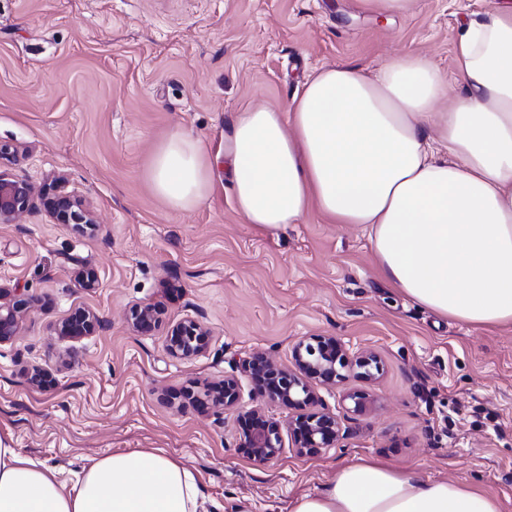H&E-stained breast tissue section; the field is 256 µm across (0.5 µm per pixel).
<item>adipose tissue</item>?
Wrapping results in <instances>:
<instances>
[{"mask_svg":"<svg viewBox=\"0 0 512 512\" xmlns=\"http://www.w3.org/2000/svg\"><path fill=\"white\" fill-rule=\"evenodd\" d=\"M461 91L406 53L377 70H313L286 110L250 106L224 136V172L247 223L272 232L317 210L365 226L383 277L437 315L512 324V0L465 21L454 41ZM173 211L205 205L216 182L200 141L171 133L144 172ZM0 512H236L162 451L129 450L74 476L0 444ZM290 512H501L499 500L376 459L339 467Z\"/></svg>","mask_w":512,"mask_h":512,"instance_id":"adipose-tissue-1","label":"adipose tissue"}]
</instances>
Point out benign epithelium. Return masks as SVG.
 <instances>
[{"instance_id": "1", "label": "benign epithelium", "mask_w": 512, "mask_h": 512, "mask_svg": "<svg viewBox=\"0 0 512 512\" xmlns=\"http://www.w3.org/2000/svg\"><path fill=\"white\" fill-rule=\"evenodd\" d=\"M15 150L0 144V224H13L30 210L36 187L26 178L13 174L6 161ZM47 213L59 224H72L82 231L96 224L93 212L74 194L65 191L63 181L56 183L53 192L39 194ZM27 310V302L18 298L11 288L0 286V344L10 342L18 335ZM129 321L141 333L152 332L159 324L156 305L138 304L131 308ZM100 326L98 316L89 311H78L55 326V334L70 340L91 336ZM209 330L199 321L186 319L172 325L167 334L168 353L177 359L189 360L199 356L208 342ZM294 367L281 368L265 354L256 352L242 360L243 370L262 382L267 399L279 405L302 408L314 402L316 387L334 386L356 373L366 379L375 378L380 365L376 356L368 353H350L335 336H312L299 340L294 346ZM240 398L235 378L208 388L197 399L202 405L226 410L234 408ZM246 431L239 446L249 450L250 458L266 464L282 452L281 427L262 408H253L242 414ZM296 441V452L301 456L334 448L341 437V425L336 414L321 412L301 417L288 424Z\"/></svg>"}]
</instances>
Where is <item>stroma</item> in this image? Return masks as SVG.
Returning <instances> with one entry per match:
<instances>
[{
  "mask_svg": "<svg viewBox=\"0 0 512 512\" xmlns=\"http://www.w3.org/2000/svg\"><path fill=\"white\" fill-rule=\"evenodd\" d=\"M496 0H413L384 18L358 0H0V143L12 171L91 205L96 230L58 224L43 208L0 224V284L19 289L27 315L0 344V443L77 471L135 448L162 449L199 476L202 493L244 512H289L356 457L498 497L512 512V325L473 328L436 316L383 278L361 228L318 213L287 230L247 224L232 187L207 204L170 210L144 172L156 146L180 130L208 154L250 105L287 109L322 66L375 67L427 55L453 76V41L467 17ZM98 275L81 288L78 263ZM162 307L141 334L129 309ZM99 329L77 341L54 333L78 310ZM210 331L181 360L168 325ZM332 335L375 354L376 380L349 376L317 389L314 411L335 413L338 447L301 456L287 433L294 409L269 402L239 361L261 351L293 365L299 339ZM40 366L50 383H30ZM235 377L236 410L197 408L183 392ZM366 410L353 412L352 394ZM254 407L283 426V450L255 464L239 445V413Z\"/></svg>",
  "mask_w": 512,
  "mask_h": 512,
  "instance_id": "obj_1",
  "label": "stroma"
}]
</instances>
